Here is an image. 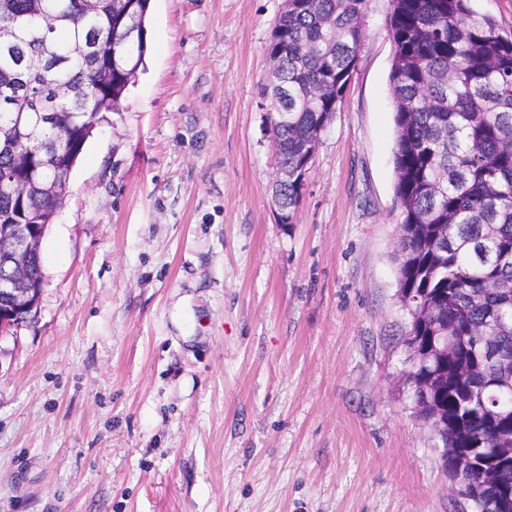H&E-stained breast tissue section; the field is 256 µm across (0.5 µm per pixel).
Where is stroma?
Masks as SVG:
<instances>
[{
    "label": "stroma",
    "mask_w": 512,
    "mask_h": 512,
    "mask_svg": "<svg viewBox=\"0 0 512 512\" xmlns=\"http://www.w3.org/2000/svg\"><path fill=\"white\" fill-rule=\"evenodd\" d=\"M284 0H151L148 48L0 338V512H465L407 398L387 2L293 223L260 88Z\"/></svg>",
    "instance_id": "1"
}]
</instances>
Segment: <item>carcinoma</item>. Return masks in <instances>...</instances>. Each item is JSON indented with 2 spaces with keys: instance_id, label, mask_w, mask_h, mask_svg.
Masks as SVG:
<instances>
[{
  "instance_id": "carcinoma-1",
  "label": "carcinoma",
  "mask_w": 512,
  "mask_h": 512,
  "mask_svg": "<svg viewBox=\"0 0 512 512\" xmlns=\"http://www.w3.org/2000/svg\"><path fill=\"white\" fill-rule=\"evenodd\" d=\"M472 0H389L394 56L389 87L394 106L395 197L410 257L398 259V286L439 298L456 340L442 355L417 364L414 378L433 368L448 372L439 397L448 414L450 470L457 449H469L499 468V486L512 492V456L501 457L500 436L512 432V389L488 386L494 376L485 354L512 360V293L497 284L512 280V39L495 21L476 12ZM111 0L87 14L81 0H44L58 18L32 22V0H11L19 26L10 46L0 44V123L22 114L31 127L27 149L0 143V178L36 170L45 182L61 179L68 149L58 129L32 105L57 110L64 126L83 139L93 134L100 111L117 112L143 64L146 38L112 55L120 26ZM371 0H300L282 12L267 46L282 73V90L262 88L269 111L288 113L273 124L277 162L288 165V185L277 205L294 215L302 197L291 178L306 159L308 133L333 114L355 70ZM97 39L104 61L92 69L74 54L77 43ZM61 199L48 203L36 191L24 203L26 224H50ZM407 334L424 355L433 323L410 315ZM474 512H489L490 495L473 473Z\"/></svg>"
}]
</instances>
